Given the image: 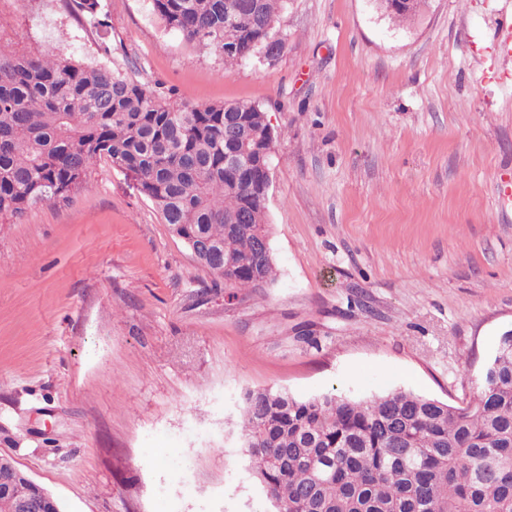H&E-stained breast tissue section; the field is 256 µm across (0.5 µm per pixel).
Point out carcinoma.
I'll list each match as a JSON object with an SVG mask.
<instances>
[{"label": "carcinoma", "instance_id": "obj_1", "mask_svg": "<svg viewBox=\"0 0 512 512\" xmlns=\"http://www.w3.org/2000/svg\"><path fill=\"white\" fill-rule=\"evenodd\" d=\"M427 5L412 0L396 22ZM105 38L100 0H64ZM283 0H152L165 27L213 49L224 64L238 47L277 31ZM256 104L172 103L131 73L49 48L20 53L0 42V223L40 203L64 201L103 159L133 175L171 232L217 281L255 291L276 278L266 196L250 184L266 171L239 152L265 140ZM241 437L255 478L284 512H512V332L460 406L401 389L372 396L299 398L243 394Z\"/></svg>", "mask_w": 512, "mask_h": 512}]
</instances>
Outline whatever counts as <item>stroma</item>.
I'll use <instances>...</instances> for the list:
<instances>
[{
    "instance_id": "stroma-1",
    "label": "stroma",
    "mask_w": 512,
    "mask_h": 512,
    "mask_svg": "<svg viewBox=\"0 0 512 512\" xmlns=\"http://www.w3.org/2000/svg\"><path fill=\"white\" fill-rule=\"evenodd\" d=\"M0 0V39L248 101L278 137L274 283L215 287L135 178L0 224V454L64 512H274L235 426L245 390H410L459 406L512 329V0H286L274 61L225 66L150 0ZM101 0H64L67 11L82 19L92 33L104 39L112 30L107 13L103 12Z\"/></svg>"
}]
</instances>
